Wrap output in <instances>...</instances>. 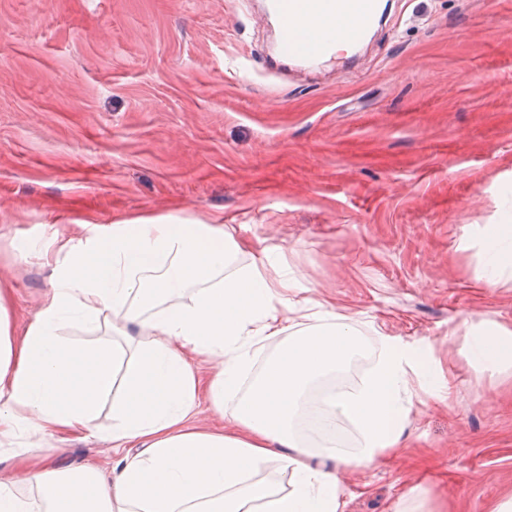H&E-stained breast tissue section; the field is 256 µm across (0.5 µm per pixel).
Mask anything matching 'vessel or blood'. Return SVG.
Segmentation results:
<instances>
[{
	"mask_svg": "<svg viewBox=\"0 0 512 512\" xmlns=\"http://www.w3.org/2000/svg\"><path fill=\"white\" fill-rule=\"evenodd\" d=\"M268 10L278 20V47L281 55L302 62L323 56L330 35H314L311 22L339 14L354 16L345 33L353 44L361 42L379 12V0H269Z\"/></svg>",
	"mask_w": 512,
	"mask_h": 512,
	"instance_id": "obj_1",
	"label": "vessel or blood"
}]
</instances>
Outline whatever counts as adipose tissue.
Wrapping results in <instances>:
<instances>
[{
  "label": "adipose tissue",
  "mask_w": 512,
  "mask_h": 512,
  "mask_svg": "<svg viewBox=\"0 0 512 512\" xmlns=\"http://www.w3.org/2000/svg\"><path fill=\"white\" fill-rule=\"evenodd\" d=\"M482 235L492 285L512 276V225L488 224ZM246 247L223 225L189 219L70 235L44 305L20 331L0 280V463L11 465L0 472V512H344L341 473L397 448L413 405L409 377L430 389L434 371L387 339L358 389L330 387L366 349L357 329L323 304L292 308L295 280L268 265L236 267ZM73 323H103L112 336H62ZM464 324L473 364L512 368V327ZM261 343L275 349L256 373ZM204 404L226 415L223 428L200 423ZM340 417L360 433L355 453L336 444ZM66 433L109 442L110 469L35 458L23 446ZM317 454L332 467L313 466ZM273 460L289 468V491L260 475Z\"/></svg>",
  "instance_id": "obj_1"
}]
</instances>
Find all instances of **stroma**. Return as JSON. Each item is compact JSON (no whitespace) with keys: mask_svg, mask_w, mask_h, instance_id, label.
<instances>
[{"mask_svg":"<svg viewBox=\"0 0 512 512\" xmlns=\"http://www.w3.org/2000/svg\"><path fill=\"white\" fill-rule=\"evenodd\" d=\"M265 0H0V280L17 327L51 269L12 245L135 217L223 224L378 352L439 381L396 455L346 472L345 512H492L512 496V375L467 356L464 319L512 324L480 230L512 217V0H384L353 56L278 52ZM64 463H104L73 438Z\"/></svg>","mask_w":512,"mask_h":512,"instance_id":"1","label":"stroma"}]
</instances>
